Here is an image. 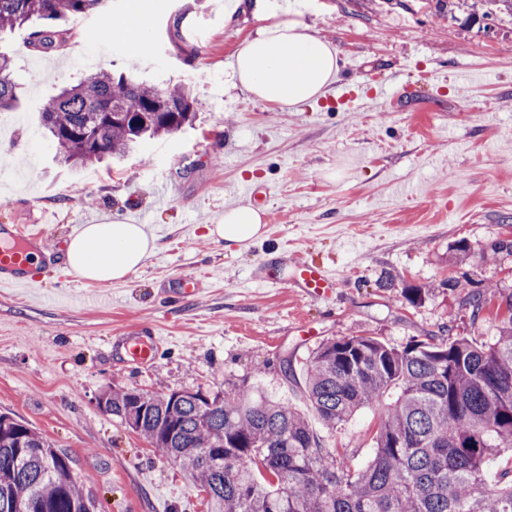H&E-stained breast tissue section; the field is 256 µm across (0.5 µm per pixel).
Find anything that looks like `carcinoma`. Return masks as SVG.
Masks as SVG:
<instances>
[{
    "instance_id": "obj_1",
    "label": "carcinoma",
    "mask_w": 512,
    "mask_h": 512,
    "mask_svg": "<svg viewBox=\"0 0 512 512\" xmlns=\"http://www.w3.org/2000/svg\"><path fill=\"white\" fill-rule=\"evenodd\" d=\"M104 0H0V32L32 19L48 24L28 47H61L67 22ZM486 16L512 13V0H481ZM12 58L0 52V112L18 103ZM195 119L183 85H149L103 69L47 100L41 121L61 162L84 167L106 155L173 135ZM495 292L462 298L478 319ZM494 341L433 337L398 348L373 336L323 343L305 369L309 401L335 429L360 409L391 402L365 468L329 450L304 416L256 388L102 394V410L185 470L208 512H512V479L485 482L489 462L512 450V292L500 295ZM96 512L67 453L13 416L0 414V512Z\"/></svg>"
}]
</instances>
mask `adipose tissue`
Returning <instances> with one entry per match:
<instances>
[{"instance_id": "1", "label": "adipose tissue", "mask_w": 512, "mask_h": 512, "mask_svg": "<svg viewBox=\"0 0 512 512\" xmlns=\"http://www.w3.org/2000/svg\"><path fill=\"white\" fill-rule=\"evenodd\" d=\"M339 61L337 46L311 33L300 11L292 8L239 44L232 69L246 93L273 104L297 106L324 95L339 73ZM206 230L212 241L240 250L266 233L262 212L249 206L226 210ZM155 248L145 225L85 224L67 243L66 263L79 278L122 282Z\"/></svg>"}]
</instances>
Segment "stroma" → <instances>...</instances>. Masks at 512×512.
I'll return each mask as SVG.
<instances>
[{"mask_svg": "<svg viewBox=\"0 0 512 512\" xmlns=\"http://www.w3.org/2000/svg\"><path fill=\"white\" fill-rule=\"evenodd\" d=\"M473 0H104L69 21L70 47L48 53L42 77L26 43L33 24L0 34L20 102L0 123V225L51 221L47 250L105 217L146 222L157 243L120 283L79 279L57 256L40 283L0 288V412L66 452L99 512H206L181 470L97 404L111 389L221 391L257 384L305 414L330 449L363 467L381 407L327 430L303 376L330 338L374 336L402 347L448 331L483 343L498 321L472 319L460 300L485 285L512 292V15L485 19ZM296 5L359 73L351 98L328 86L297 106L238 88L230 62L246 38ZM149 17L145 53L118 35ZM110 30L90 44L88 34ZM185 83L196 121L136 147L120 162L60 163L39 122L43 103L92 68ZM168 200L155 201L158 183ZM268 184L274 218L264 239L236 251L203 227L245 205L244 187ZM467 243L466 260L454 249ZM312 260L336 276L333 294L303 299L262 281L274 256ZM193 275L199 292L175 308L164 294ZM453 287H445V280ZM426 289L410 303L405 289ZM155 329L145 365L113 350V336Z\"/></svg>", "mask_w": 512, "mask_h": 512, "instance_id": "35a3bbf8", "label": "stroma"}]
</instances>
